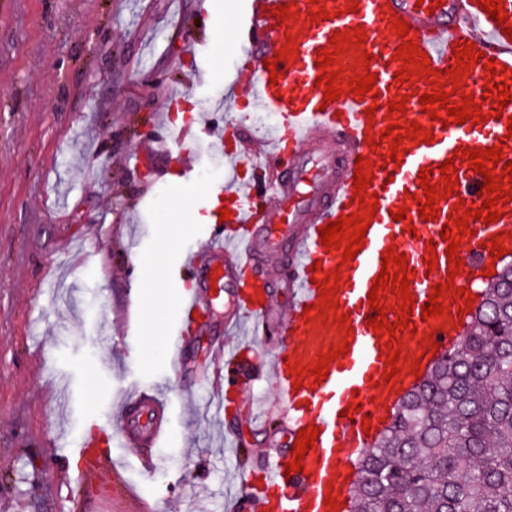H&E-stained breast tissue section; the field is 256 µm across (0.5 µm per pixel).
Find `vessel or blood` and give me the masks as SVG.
Here are the masks:
<instances>
[{"label": "vessel or blood", "mask_w": 512, "mask_h": 512, "mask_svg": "<svg viewBox=\"0 0 512 512\" xmlns=\"http://www.w3.org/2000/svg\"><path fill=\"white\" fill-rule=\"evenodd\" d=\"M291 1L298 16L282 21L275 9L284 0H251L245 60L238 82L247 87L254 110L274 117L264 164H274L287 152L296 154L298 161L288 174L271 173L267 195L276 205L271 211L259 206L255 185L239 178L240 168L251 158L249 149L232 153L223 193L229 199L231 222L238 232L227 236L218 230L210 234L207 251L213 263L207 272V289L182 297L180 322L167 340L168 363L173 369L182 368L183 339L199 330V318L211 311L216 292L227 294L231 300L230 327L246 324L256 329L276 322L273 300L258 291L253 278L261 273L263 255L289 246L288 318L278 322L280 340L272 359L276 400L265 409L269 415L283 412V441L257 465L253 477L241 478L239 489L248 491L253 478H261L264 489L252 499L254 512H348L347 493L355 480L351 457L373 445L390 409L413 384V365L428 369L436 354L453 346L461 329L457 303L449 297L444 300L446 315L432 324L424 321L421 307L428 302L433 286L448 282L456 289L468 287L475 272L490 260L488 245L495 236H502L504 246L512 250V201L504 205L500 220L488 224L470 221L471 233L456 251L463 261L456 276L448 274V243L440 235L444 225L459 218L456 203L478 206L483 202L479 194L483 178L461 159L462 150L500 143L505 160L512 161V138L507 135L512 103L502 107L485 98L483 87L491 73L479 61L472 75L462 76L460 94L449 96L447 103L456 105L461 93L471 94L482 100L488 120L474 125L441 124L421 109V96L433 90L429 77L412 83L396 82L394 75L401 63L393 55L398 47L416 42L427 54L432 70L440 72L454 66L456 46L470 42L477 51L497 59L500 69L493 74L500 79L512 74V37L505 35L481 6L461 15L459 0H443L438 6L432 0H320L319 5L330 15L326 21L311 19V0ZM353 4L358 5V12H350ZM399 18L411 26L407 37L397 36L393 30ZM359 28L365 32L364 47H348L337 66L346 78L369 72L377 80L365 95L344 92L333 102H325L324 88L317 83L321 70L316 65V52L329 47L335 32L351 34ZM290 42L297 49L296 58H284L279 62L278 77H271L265 61L273 60L276 51ZM363 52L370 54L369 64L360 62ZM402 96L407 99L405 112L390 111L389 102ZM369 108L374 111L370 117L365 114ZM496 110L502 116L495 120L491 114ZM395 121L406 126L416 122L431 129L432 143L402 139L401 162L387 161L390 145L382 141L381 132ZM360 157L373 174L370 190L378 195V209L361 240L362 250L347 262L342 249L324 248L319 229L359 211L361 203L353 198V184L355 161ZM316 158L325 162L329 171L312 178L308 163ZM448 159L458 172L459 187L449 198L437 199L440 215L423 219L419 197L424 187L419 172L432 170L429 184L437 185L442 179L437 167ZM402 207L407 210L412 231L403 230L391 217L393 210ZM389 248L406 255L414 271L409 291L417 302L410 331L399 332L391 342L376 337L365 319L372 311L368 301L371 285ZM431 249L438 260L433 269L426 261ZM336 268L342 271L335 293L337 311L323 317L305 316V305L320 299L318 280ZM341 313L350 316L351 335H343L340 329L337 316ZM345 340L350 343L349 350L328 362L325 381H316L310 374L302 380L293 375V368L306 370ZM391 346L400 348L402 364L394 381L389 382L383 374ZM349 405L355 412L347 418L342 410ZM138 406L139 414L121 422L122 448L155 446L165 431L163 401L143 396ZM366 420L371 423L367 430L362 427ZM312 425L320 434L314 449L302 460L303 471L286 474L285 465L295 455L300 429ZM123 473L121 463L106 452L79 473L78 483L92 486L108 482L114 498L132 512H144L143 499L126 484ZM332 496L340 501V508L326 506V499Z\"/></svg>", "instance_id": "vessel-or-blood-1"}]
</instances>
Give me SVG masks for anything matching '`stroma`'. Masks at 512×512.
<instances>
[{
	"instance_id": "35a3bbf8",
	"label": "stroma",
	"mask_w": 512,
	"mask_h": 512,
	"mask_svg": "<svg viewBox=\"0 0 512 512\" xmlns=\"http://www.w3.org/2000/svg\"><path fill=\"white\" fill-rule=\"evenodd\" d=\"M248 12V0L229 15L224 0H0V512H115L109 484L77 485L75 461L90 429L118 432L138 391L165 400L170 422L156 447L125 451V474L164 512H230L237 444L270 448L252 413L271 376L227 390L200 375L208 344L231 340L269 367L275 328L233 332L216 300L206 334L186 339L184 372L167 365L195 284L184 258L204 252L225 183L199 175L228 160L215 147L146 151L173 124L174 98L197 113L219 96L229 108L211 113L213 133L261 153L232 84ZM133 239L141 277L129 281ZM158 273L169 304L156 320L143 285Z\"/></svg>"
}]
</instances>
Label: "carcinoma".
Returning <instances> with one entry per match:
<instances>
[{"label": "carcinoma", "mask_w": 512, "mask_h": 512, "mask_svg": "<svg viewBox=\"0 0 512 512\" xmlns=\"http://www.w3.org/2000/svg\"><path fill=\"white\" fill-rule=\"evenodd\" d=\"M356 470L350 512H512V263Z\"/></svg>", "instance_id": "carcinoma-1"}]
</instances>
